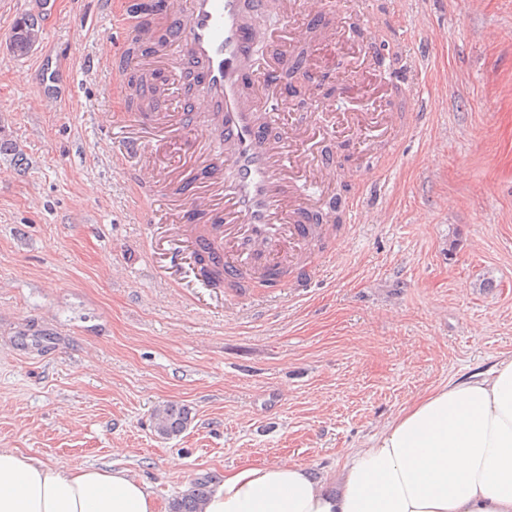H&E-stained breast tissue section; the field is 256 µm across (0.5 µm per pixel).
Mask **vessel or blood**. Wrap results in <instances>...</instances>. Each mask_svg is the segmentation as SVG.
I'll return each instance as SVG.
<instances>
[{"label":"vessel or blood","mask_w":512,"mask_h":512,"mask_svg":"<svg viewBox=\"0 0 512 512\" xmlns=\"http://www.w3.org/2000/svg\"><path fill=\"white\" fill-rule=\"evenodd\" d=\"M103 13L124 30L127 45L150 39L162 31L157 52L166 71L192 83L187 118L177 121L166 110L167 86L158 81L151 108L129 117L125 125L126 175L143 190L156 180L174 181L180 194L165 208L148 209L144 221L167 224L180 230L197 219L211 222L207 235L192 239L181 235L169 242L164 275L179 282L196 253L209 247L224 266V280L232 284L244 278L276 285L283 269L305 262L319 235L318 224L333 219L335 207L352 213L360 206L352 198L335 204L326 180L333 158L315 155L317 141L332 138L336 124L371 129L375 137L394 144L409 130L402 113L381 109L371 113L336 115L328 105H316L306 124L282 135L276 115L268 111L250 81L262 76L266 83L294 62L289 44L318 37L348 44L351 55L343 60L348 76L370 80L387 89L393 103L405 96L394 82L377 42V31L390 19H378L351 4L359 30L331 25L336 15L327 0H167L153 8L149 0H99ZM307 9L312 25L304 30L273 25L271 13L288 17ZM40 88L52 96L64 79L56 62L43 60ZM211 114L220 128L215 147L203 151L206 130L184 152L183 168L164 165L182 125L197 124Z\"/></svg>","instance_id":"obj_1"}]
</instances>
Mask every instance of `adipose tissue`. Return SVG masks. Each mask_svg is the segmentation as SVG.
<instances>
[{"mask_svg": "<svg viewBox=\"0 0 512 512\" xmlns=\"http://www.w3.org/2000/svg\"><path fill=\"white\" fill-rule=\"evenodd\" d=\"M0 512H159L126 470L45 463L0 448ZM204 512H512V358L451 381L346 451L336 491L310 467L245 462L213 485Z\"/></svg>", "mask_w": 512, "mask_h": 512, "instance_id": "1", "label": "adipose tissue"}]
</instances>
